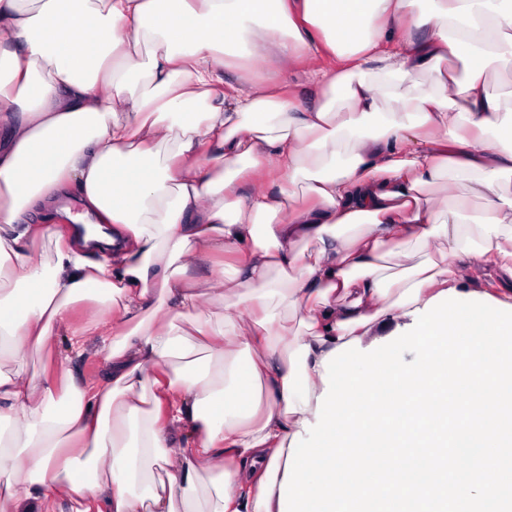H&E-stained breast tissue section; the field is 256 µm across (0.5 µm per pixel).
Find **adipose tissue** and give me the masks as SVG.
<instances>
[{
	"mask_svg": "<svg viewBox=\"0 0 512 512\" xmlns=\"http://www.w3.org/2000/svg\"><path fill=\"white\" fill-rule=\"evenodd\" d=\"M421 1L0 0V512H279L325 356L451 289L512 305V0ZM244 48L307 58L316 102L225 81ZM216 251L228 277L188 276ZM227 297L250 334L203 314ZM63 329L97 388L21 368ZM489 91L500 98L505 111L502 113H512V55H506L491 67Z\"/></svg>",
	"mask_w": 512,
	"mask_h": 512,
	"instance_id": "ef3b65f1",
	"label": "adipose tissue"
}]
</instances>
